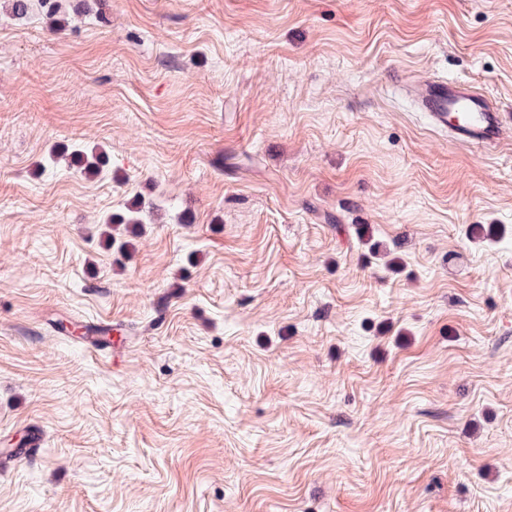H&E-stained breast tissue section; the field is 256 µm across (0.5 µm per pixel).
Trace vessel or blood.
Masks as SVG:
<instances>
[{"label": "vessel or blood", "mask_w": 512, "mask_h": 512, "mask_svg": "<svg viewBox=\"0 0 512 512\" xmlns=\"http://www.w3.org/2000/svg\"><path fill=\"white\" fill-rule=\"evenodd\" d=\"M411 93L433 125L479 150L500 143L512 126V114L465 82L425 81L414 85Z\"/></svg>", "instance_id": "obj_1"}]
</instances>
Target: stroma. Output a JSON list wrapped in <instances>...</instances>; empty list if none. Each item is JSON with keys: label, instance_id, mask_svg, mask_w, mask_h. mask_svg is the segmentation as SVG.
<instances>
[{"label": "stroma", "instance_id": "1", "mask_svg": "<svg viewBox=\"0 0 512 512\" xmlns=\"http://www.w3.org/2000/svg\"><path fill=\"white\" fill-rule=\"evenodd\" d=\"M78 4L0 0V512H512V131L404 86L512 113V0ZM411 93L433 125L475 149L500 143L512 124L510 113L465 82L425 81L412 86ZM72 166H75L86 178L98 177L108 165L105 154L87 153L81 149H74L69 154ZM143 210L138 201L132 202L126 210L111 214L107 219V226L112 230L105 235V244L113 248L117 253L123 254L125 258L130 259L133 251V243L125 239L123 232L136 234V229L145 224L142 220ZM123 227V231H121Z\"/></svg>", "mask_w": 512, "mask_h": 512}]
</instances>
